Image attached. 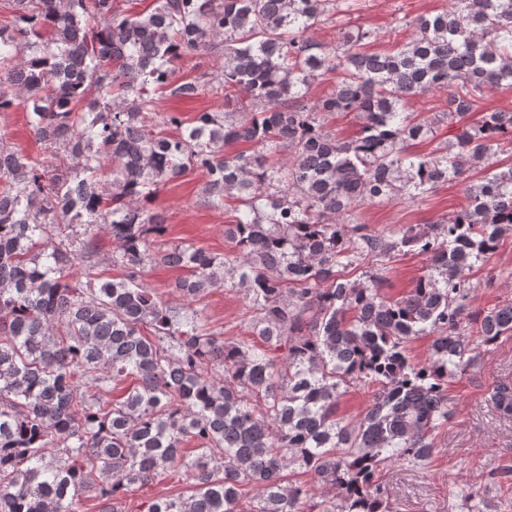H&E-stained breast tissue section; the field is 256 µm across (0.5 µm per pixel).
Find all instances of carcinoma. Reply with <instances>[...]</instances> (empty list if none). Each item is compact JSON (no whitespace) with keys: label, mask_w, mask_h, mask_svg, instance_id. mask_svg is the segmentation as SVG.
I'll use <instances>...</instances> for the list:
<instances>
[{"label":"carcinoma","mask_w":512,"mask_h":512,"mask_svg":"<svg viewBox=\"0 0 512 512\" xmlns=\"http://www.w3.org/2000/svg\"><path fill=\"white\" fill-rule=\"evenodd\" d=\"M8 4L0 112L23 106L47 153L0 135V512H76L90 488L100 512H120L171 469L191 494L145 512H391L379 467L427 465L453 415L449 382L476 343L512 335V299L470 312L473 269L512 235V161L498 160L512 153V109L465 122L485 91L512 85V0H449L388 53L364 51L375 35L359 27L334 47L312 39L350 0H154L135 15L115 0ZM212 49L214 73L174 77ZM328 74L332 91L311 98ZM208 87L223 108L191 121L156 109L157 88L193 99ZM443 88L454 140L413 154L433 126L406 103ZM336 112L355 113V138L325 129ZM239 141L251 152L229 151ZM191 169L207 177L203 203L237 202L230 253L161 247L153 203ZM471 172L482 177L446 221L358 222L364 204L415 201ZM101 233L117 277L97 272ZM407 253L428 273L388 298L386 262ZM148 262L190 270L179 305L156 300ZM365 265L363 281L345 278ZM227 285L248 299L247 338L232 343L193 306ZM419 336L432 341L416 362ZM357 386L372 400L348 421L338 403ZM491 399L512 419L511 378ZM318 485L333 497L316 500Z\"/></svg>","instance_id":"carcinoma-1"}]
</instances>
